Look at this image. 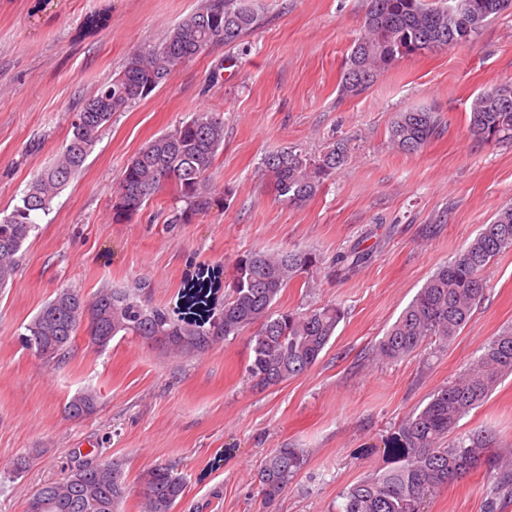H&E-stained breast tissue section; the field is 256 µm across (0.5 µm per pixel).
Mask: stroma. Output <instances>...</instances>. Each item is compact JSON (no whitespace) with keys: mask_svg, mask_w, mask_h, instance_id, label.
<instances>
[{"mask_svg":"<svg viewBox=\"0 0 512 512\" xmlns=\"http://www.w3.org/2000/svg\"><path fill=\"white\" fill-rule=\"evenodd\" d=\"M203 0H0V211L51 164L72 116L135 52L195 13ZM368 0H254L260 22L240 41L216 43L179 66L145 100L116 113L81 172L54 198L26 240L22 266L0 288V512H25L30 493L68 467L111 460L128 487L117 512H139V476L159 463L186 481L175 512H336L340 493L393 466L387 448L401 421L457 379L483 346L512 327V249L487 272L485 296L459 336L404 359L373 350L433 272L512 203V142L470 137L477 94L512 82V12L468 42L405 56L356 97H340L346 53L363 33ZM105 23L90 31L89 16ZM439 112L446 128L417 155L394 148L388 127L409 108ZM224 120L211 169L226 206L170 224L166 190L132 221H112V192L128 159L195 112ZM347 139L351 160L301 205L274 199L262 157L291 147L315 155ZM375 229L372 262L349 277L320 273L281 292L280 308L341 303L346 316L307 372L260 389L248 378L246 335L204 352L173 355L134 336L105 350L78 332L61 362L22 341L26 324L57 291L92 298L102 288L141 295L172 314L198 268L213 310L230 273L252 249L314 250L332 258ZM96 393L90 416L66 411ZM489 429L512 445V375L464 416L465 435ZM304 449L306 464L276 504L263 508L254 476L270 450ZM21 456L29 466L12 464ZM483 470L437 491L424 512H484ZM97 396L90 390L78 392L67 403V412L72 418H82L94 413Z\"/></svg>","mask_w":512,"mask_h":512,"instance_id":"1","label":"stroma"}]
</instances>
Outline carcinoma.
<instances>
[{"mask_svg": "<svg viewBox=\"0 0 512 512\" xmlns=\"http://www.w3.org/2000/svg\"><path fill=\"white\" fill-rule=\"evenodd\" d=\"M463 21L448 19V0H369L364 34L346 54L339 93L357 96L396 60L433 47H453L475 35L492 15L512 9V0H467ZM258 23L252 0H204L196 13L169 30L155 45L129 57L111 80L100 85L71 123L63 150L30 182L9 212L0 215V288L13 282L21 266L22 246L46 215L51 201L78 173L95 148L112 115L149 97L171 72L215 43L233 44ZM512 84L494 86L471 103L468 132L479 142L512 139ZM442 118L431 109L396 114L389 129L391 143L406 153L424 150L440 135ZM224 146V121L215 112L199 111L139 149L126 163L112 199V222L130 220L155 196L171 186L184 206L171 211L168 223L190 224L226 203L229 187L216 191L209 171ZM351 158L348 143L334 139L318 155L290 148L268 153L261 171L275 199L291 205L315 197ZM512 248V205L452 261L440 267L401 312L375 347L387 361L405 358L424 343L449 345L469 321L473 306L487 287L486 272L500 253ZM370 248L355 242L336 252L335 274H350L371 262ZM323 258L311 251H249L237 260L228 284L224 312L210 326L177 321L161 308H146L137 296L112 288L92 299L64 288L25 325V343H36L46 360L61 359L87 323L89 343L106 349L117 336H136L148 343L163 334V347L182 354L201 353L215 341L251 331L252 350L246 372L255 385H280L310 370L335 336L344 309L330 303L303 312L275 309L282 290L305 274L320 271ZM512 373V330L493 337L462 376L437 388L427 404L399 425L389 452L397 466L372 473L346 488L337 512H423L436 491L483 468L492 483L485 512H497L500 491L512 495V460L496 449L486 431L453 436L458 422L483 403L499 381ZM97 396L90 390L70 398L73 418L94 413ZM305 464L299 448H276L257 472V493L269 507ZM141 512H174L185 492L183 476L169 464L143 472ZM127 493L121 470L110 461L85 462L63 478L39 487L27 500L26 512H116Z\"/></svg>", "mask_w": 512, "mask_h": 512, "instance_id": "1", "label": "carcinoma"}]
</instances>
